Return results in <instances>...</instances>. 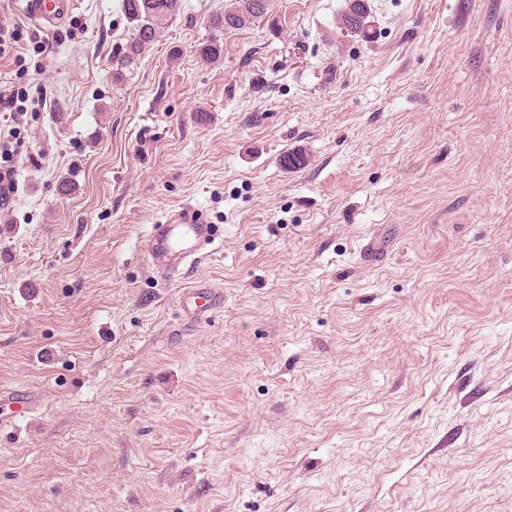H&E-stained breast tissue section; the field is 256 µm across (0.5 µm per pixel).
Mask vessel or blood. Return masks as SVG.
<instances>
[{
	"label": "vessel or blood",
	"instance_id": "1",
	"mask_svg": "<svg viewBox=\"0 0 512 512\" xmlns=\"http://www.w3.org/2000/svg\"><path fill=\"white\" fill-rule=\"evenodd\" d=\"M27 13L41 28L61 24L71 13L74 0H23ZM209 236L208 226L193 212L180 211L177 218L153 225L143 243L153 267L161 274L175 271L178 264L192 261L200 245ZM39 402L38 393L29 389L0 392V426L12 424L14 417L32 412Z\"/></svg>",
	"mask_w": 512,
	"mask_h": 512
}]
</instances>
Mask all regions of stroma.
<instances>
[{"instance_id": "obj_1", "label": "stroma", "mask_w": 512, "mask_h": 512, "mask_svg": "<svg viewBox=\"0 0 512 512\" xmlns=\"http://www.w3.org/2000/svg\"><path fill=\"white\" fill-rule=\"evenodd\" d=\"M230 2L117 76L122 0H0V389L42 396L0 512H512V0H368V41L270 0L205 61ZM185 206L215 239L165 279ZM74 0H24L27 13L43 29H52L61 24L72 12ZM209 236L208 225L189 210H182L174 220L155 224L144 240L143 251L162 275L174 272L181 263L192 261L200 244Z\"/></svg>"}]
</instances>
